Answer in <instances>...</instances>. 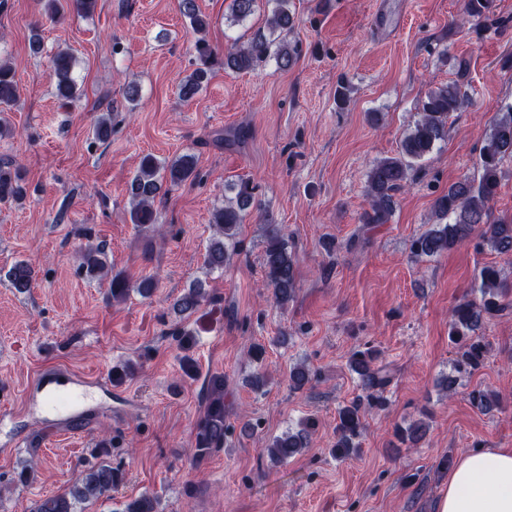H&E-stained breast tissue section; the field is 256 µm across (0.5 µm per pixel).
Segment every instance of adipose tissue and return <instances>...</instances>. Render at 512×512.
<instances>
[{
  "label": "adipose tissue",
  "mask_w": 512,
  "mask_h": 512,
  "mask_svg": "<svg viewBox=\"0 0 512 512\" xmlns=\"http://www.w3.org/2000/svg\"><path fill=\"white\" fill-rule=\"evenodd\" d=\"M435 512H512V449L484 448L459 458Z\"/></svg>",
  "instance_id": "1"
}]
</instances>
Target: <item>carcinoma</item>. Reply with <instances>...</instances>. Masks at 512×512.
<instances>
[{"label":"carcinoma","instance_id":"obj_1","mask_svg":"<svg viewBox=\"0 0 512 512\" xmlns=\"http://www.w3.org/2000/svg\"><path fill=\"white\" fill-rule=\"evenodd\" d=\"M270 6L264 26L254 31L243 42H235L219 58L203 38L195 41V68L185 76L179 86L184 99L193 98L209 80L213 67L248 72L273 59L282 69L290 68L299 56L297 45L279 39V34L289 32L295 25L293 0H266ZM258 0H231V17L243 22L254 14ZM182 15L188 19L191 30L202 33L209 26L196 0H178ZM467 19L477 31L499 29L505 20L496 16V0H464ZM51 77L58 98L69 102L79 95V88L72 78L73 57L68 51H58L51 59ZM19 95L18 84L12 67L0 59V136L10 132L8 112ZM471 98L459 81L432 87L421 103L419 118L403 137L398 154L375 161L367 174V194L370 209L362 215L364 224H385L394 207L396 195L405 189L413 174L415 163L433 151L438 142L448 137V119L455 112L463 111ZM512 160V105L498 117L485 133L479 154V176L466 177L448 186L433 203L432 228L412 240L411 250L418 259L440 256L464 244L473 234H479L480 243L499 254L512 256V219H491V207L498 195L504 163ZM198 177L195 156L182 155L168 163H160L146 155L129 186L132 223L147 229L155 224L154 202L161 195L164 185H180ZM233 193L224 197V203L214 207L210 225V239L206 264L212 271L224 270L230 261V250L236 247L238 230L245 212L253 205L254 187L241 179L229 186ZM27 198V188L19 170L9 161H0V204L19 205ZM80 266L87 275L108 280L109 292L114 300H123L131 285L120 273H112L106 262V244L90 243L79 251ZM265 280L274 301L282 308L292 301L296 293V255L288 245L282 229L272 224L266 235L263 255ZM36 270L26 261H18L6 274L10 287L19 294L30 292L36 281ZM474 297H464L449 311L448 337L459 349L460 357L454 369L468 374L481 366L487 352L478 331L485 321L503 314L512 307V281L504 268L484 265L480 268L473 287ZM209 301L202 284L190 286L174 303L179 312L192 313ZM379 352L372 349H354L348 366L361 379L364 396L339 408L336 417V442L330 453L336 459H345L357 450L355 440L364 428L367 412L384 406L382 390L390 382L382 368L373 366ZM311 381L310 370L304 366L293 367L288 376L293 390L304 389ZM316 422L308 419L296 432L291 430L274 437L265 452L275 461L283 462L309 447ZM227 426L224 422V378L209 380L206 388L205 408L195 424L194 459L200 463L224 448ZM124 477L120 467L108 461L80 470L74 482L63 491L39 500L33 512H83L79 505L91 501L112 499ZM159 501L154 495H142L126 504L122 512H159Z\"/></svg>","mask_w":512,"mask_h":512}]
</instances>
